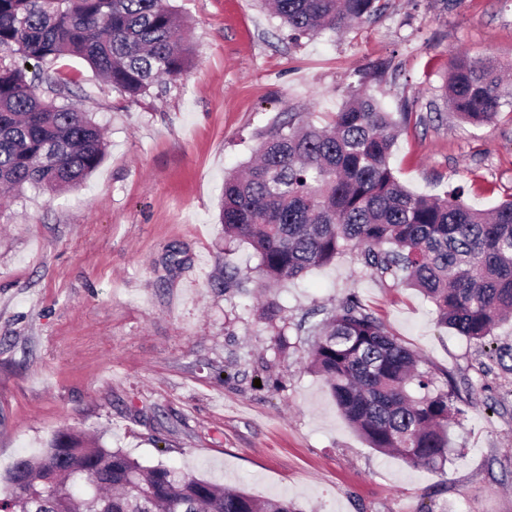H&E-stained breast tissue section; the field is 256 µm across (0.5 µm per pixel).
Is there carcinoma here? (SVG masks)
<instances>
[{
	"instance_id": "1",
	"label": "carcinoma",
	"mask_w": 512,
	"mask_h": 512,
	"mask_svg": "<svg viewBox=\"0 0 512 512\" xmlns=\"http://www.w3.org/2000/svg\"><path fill=\"white\" fill-rule=\"evenodd\" d=\"M295 36L339 32L386 9L385 0H269ZM85 60L130 99L189 66L169 0H0V186L53 194L79 187L105 157L99 125L44 97L70 92L44 65ZM502 69L460 54L446 94L462 120L493 122L504 105ZM399 123L357 89L317 127L290 112L266 133L258 159L224 179V242L248 244L265 281L297 279L358 249L367 266L398 270L437 308L440 323L476 344L512 315V201L493 212L460 199L414 194L390 167ZM420 358L349 299L317 325L310 368L370 447L412 466L448 459L453 381L432 389ZM0 512H302L172 466H145L78 431L58 432L21 456L0 490Z\"/></svg>"
}]
</instances>
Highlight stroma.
<instances>
[{"label": "stroma", "instance_id": "1", "mask_svg": "<svg viewBox=\"0 0 512 512\" xmlns=\"http://www.w3.org/2000/svg\"><path fill=\"white\" fill-rule=\"evenodd\" d=\"M191 66L132 102L80 58L55 67L107 153L76 191L25 189L0 210V487L12 463L73 429L302 512H512V321L492 350L349 250L263 286L224 248L225 175L284 112L329 123L350 91L399 121L390 165L410 191L486 210L512 198V111L459 119L444 86L460 52L512 64V0H388L341 34L292 39L261 0H171ZM238 286L225 287L226 270ZM356 297L463 401L440 467L373 448L307 366L312 330Z\"/></svg>", "mask_w": 512, "mask_h": 512}]
</instances>
